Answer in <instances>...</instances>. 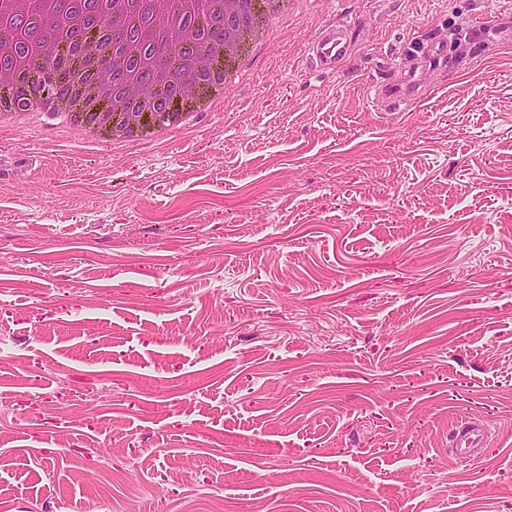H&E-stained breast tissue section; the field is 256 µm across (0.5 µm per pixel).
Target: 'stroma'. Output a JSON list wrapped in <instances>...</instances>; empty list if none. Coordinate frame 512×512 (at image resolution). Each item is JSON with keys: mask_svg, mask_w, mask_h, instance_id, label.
I'll return each mask as SVG.
<instances>
[{"mask_svg": "<svg viewBox=\"0 0 512 512\" xmlns=\"http://www.w3.org/2000/svg\"><path fill=\"white\" fill-rule=\"evenodd\" d=\"M0 512H512V0H298L146 142L0 124ZM310 59L319 62L326 68L336 67V62L343 60L348 54V46L342 34L336 28H331L316 45L309 49ZM385 97L396 99L405 105L418 102L424 98V93L412 80H408L401 86H388L382 90ZM457 452L469 456L479 455L485 446L484 430L474 422L461 420L452 430Z\"/></svg>", "mask_w": 512, "mask_h": 512, "instance_id": "stroma-1", "label": "stroma"}]
</instances>
